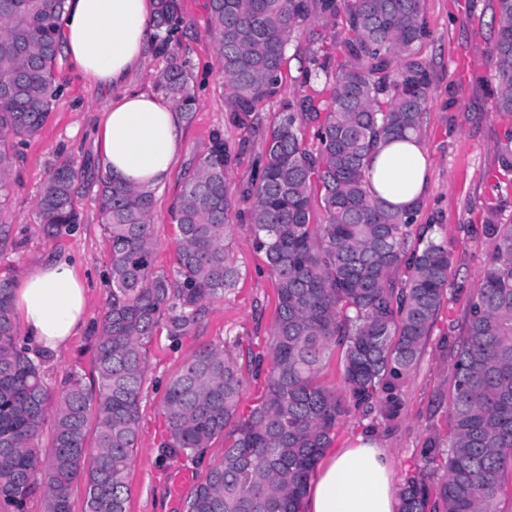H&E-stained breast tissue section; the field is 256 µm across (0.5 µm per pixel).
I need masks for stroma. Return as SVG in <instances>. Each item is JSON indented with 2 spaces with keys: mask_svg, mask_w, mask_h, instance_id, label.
I'll list each match as a JSON object with an SVG mask.
<instances>
[{
  "mask_svg": "<svg viewBox=\"0 0 512 512\" xmlns=\"http://www.w3.org/2000/svg\"><path fill=\"white\" fill-rule=\"evenodd\" d=\"M188 25L180 33V52L189 60L198 108L184 124L183 149L170 179L154 192L152 224L156 269L176 262L178 233L170 208L182 191L183 174L204 153L212 132H221L233 156L227 183L237 194L252 178L264 150V131L276 118L278 100L256 114L252 129L230 121L224 75L209 32L206 0H181ZM429 37L422 47L432 72L423 119L422 145L430 162V188L421 200L415 225L430 224L453 253L454 274L447 299L420 356L401 391L403 409L393 423L378 411L351 410L333 445L343 448L368 435L387 448L394 461L393 480L403 485L421 464L420 451L431 433H445L451 382L449 337L458 335L470 299L480 286L489 244L482 234L488 208L500 223H512V185L497 184L499 145L512 122L495 111L489 95L496 71L486 52L494 37L492 0H425ZM61 93L39 133L19 145L7 208L0 225L9 231L0 240V281L18 282L37 265L56 257L71 259L87 288L88 319L102 313L109 287V243L100 224L94 170L102 161L95 141L101 114L112 103L111 87L90 83L68 57H60ZM89 173L76 184L75 201L82 221L56 235L47 234L38 218V200L50 171L62 161ZM248 202L239 199L229 215L231 254L241 272L234 292L210 302L204 316L179 343L166 334L147 347V372L141 397L140 430L128 473L127 512H182V503L209 465L218 463L223 440H216L202 460L167 457L161 404L168 380L202 346L238 341L241 348L261 349L270 337L275 307L274 279L253 245ZM49 381L60 384L69 373L85 383L96 377L93 339L83 330L64 349L38 356Z\"/></svg>",
  "mask_w": 512,
  "mask_h": 512,
  "instance_id": "35a3bbf8",
  "label": "stroma"
}]
</instances>
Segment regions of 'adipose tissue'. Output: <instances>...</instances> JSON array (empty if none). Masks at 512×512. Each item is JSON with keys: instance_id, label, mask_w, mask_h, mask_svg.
Instances as JSON below:
<instances>
[{"instance_id": "ef3b65f1", "label": "adipose tissue", "mask_w": 512, "mask_h": 512, "mask_svg": "<svg viewBox=\"0 0 512 512\" xmlns=\"http://www.w3.org/2000/svg\"><path fill=\"white\" fill-rule=\"evenodd\" d=\"M153 0H66L61 22L66 51L84 76L120 88L100 121L103 165L143 191L169 177L182 148L183 116L168 100L124 85L146 58ZM370 184L387 203L411 208L429 185V162L419 139L379 141ZM12 305L36 349L56 352L85 324L86 288L75 266L56 258L38 265L12 291ZM393 461L377 441L359 436L329 453L311 480L305 512H398Z\"/></svg>"}]
</instances>
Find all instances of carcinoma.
Instances as JSON below:
<instances>
[{"mask_svg": "<svg viewBox=\"0 0 512 512\" xmlns=\"http://www.w3.org/2000/svg\"><path fill=\"white\" fill-rule=\"evenodd\" d=\"M424 0H207L210 29L228 90V112L243 129L282 86L296 34L301 91L282 100L252 180L254 247L275 281L276 315L266 352L208 345L167 384L161 413L166 456L199 458L224 438L183 512H301L307 484L351 408L377 407L387 420L401 409L448 292V245L419 228L415 210L392 208L370 190L367 172L382 137H421L431 74L421 46L429 36ZM64 0H0V211L6 209L17 146L36 135L60 94ZM497 32L488 46L498 75L495 111L512 119V0H495ZM337 28L333 50L315 46L313 22ZM179 0H156L157 51L170 58L157 89L188 118L197 110L192 71L174 35ZM329 95L309 92L320 75ZM314 130L309 145L303 129ZM512 175V129L499 156ZM231 155L216 132L184 173L171 206L179 236L173 272L155 270L153 194L108 171L96 176L109 241L110 295L94 333L96 379L77 373L55 389L40 361L16 340L11 292L0 282V501L21 510L42 491L46 512H70L72 486L85 483V512H126L128 471L139 439L146 346L166 332L179 341L206 305L237 287L230 256ZM74 163L59 164L40 194L50 233L81 222ZM490 243L481 286L451 341L453 385L448 451L422 448L424 466L407 477L400 512H512V224L489 213ZM339 379L321 381L333 353ZM269 360L265 394L245 416L243 365ZM52 437L42 454L47 412ZM94 435H89V425ZM443 478L428 485V471Z\"/></svg>", "mask_w": 512, "mask_h": 512, "instance_id": "1", "label": "carcinoma"}]
</instances>
